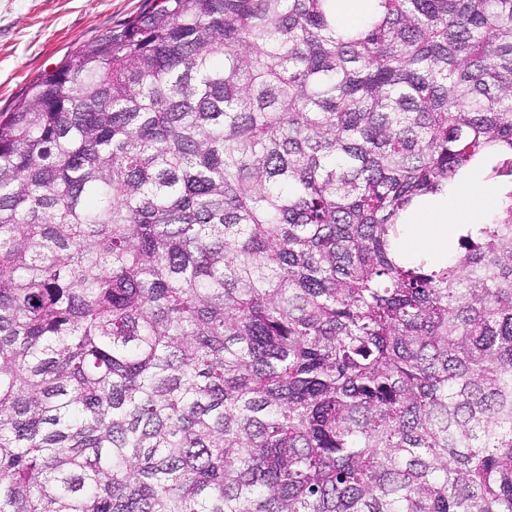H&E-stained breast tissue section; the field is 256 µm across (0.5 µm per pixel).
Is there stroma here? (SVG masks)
Returning a JSON list of instances; mask_svg holds the SVG:
<instances>
[{
    "mask_svg": "<svg viewBox=\"0 0 512 512\" xmlns=\"http://www.w3.org/2000/svg\"><path fill=\"white\" fill-rule=\"evenodd\" d=\"M152 0H0V110Z\"/></svg>",
    "mask_w": 512,
    "mask_h": 512,
    "instance_id": "obj_1",
    "label": "stroma"
}]
</instances>
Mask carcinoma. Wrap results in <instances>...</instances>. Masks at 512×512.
<instances>
[{"instance_id":"obj_1","label":"carcinoma","mask_w":512,"mask_h":512,"mask_svg":"<svg viewBox=\"0 0 512 512\" xmlns=\"http://www.w3.org/2000/svg\"><path fill=\"white\" fill-rule=\"evenodd\" d=\"M158 0L0 112V512H512V0ZM343 17L347 24L358 25L373 6L370 0H340ZM512 190V183L490 179L485 173H465L443 192L419 199L400 220L398 249L403 257L417 259L432 253L448 256V229L453 224H483L492 203Z\"/></svg>"}]
</instances>
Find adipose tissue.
I'll return each mask as SVG.
<instances>
[{
	"instance_id": "adipose-tissue-1",
	"label": "adipose tissue",
	"mask_w": 512,
	"mask_h": 512,
	"mask_svg": "<svg viewBox=\"0 0 512 512\" xmlns=\"http://www.w3.org/2000/svg\"><path fill=\"white\" fill-rule=\"evenodd\" d=\"M511 190L510 183L488 178L480 172H468L443 192L422 197L401 218L400 253L408 259L426 253L445 258L449 227L484 223L493 202Z\"/></svg>"
}]
</instances>
